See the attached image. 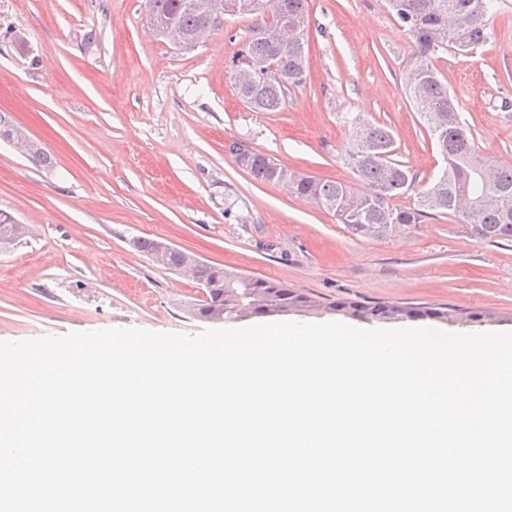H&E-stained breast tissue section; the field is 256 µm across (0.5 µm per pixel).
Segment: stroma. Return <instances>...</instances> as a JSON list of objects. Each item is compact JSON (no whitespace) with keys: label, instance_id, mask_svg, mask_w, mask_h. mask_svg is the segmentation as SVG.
Masks as SVG:
<instances>
[{"label":"stroma","instance_id":"1","mask_svg":"<svg viewBox=\"0 0 512 512\" xmlns=\"http://www.w3.org/2000/svg\"><path fill=\"white\" fill-rule=\"evenodd\" d=\"M307 78L279 112L241 102L229 66L250 35L227 18L179 52L157 39L143 0H0V112L49 152L34 165L0 143V211L30 233L0 252V341L138 327L194 334L195 280L135 242L174 244L225 269L339 298L489 313L451 333L512 332V243L467 236L433 213L365 238L277 183L256 182L229 146L361 191L342 156L348 117L387 126L417 175V201L443 168L407 89L416 45L384 0H308ZM489 40L436 62L477 151L512 160V0H494ZM23 35L18 51L12 34Z\"/></svg>","mask_w":512,"mask_h":512}]
</instances>
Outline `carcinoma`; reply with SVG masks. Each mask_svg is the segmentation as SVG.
I'll list each match as a JSON object with an SVG mask.
<instances>
[{
	"instance_id": "1",
	"label": "carcinoma",
	"mask_w": 512,
	"mask_h": 512,
	"mask_svg": "<svg viewBox=\"0 0 512 512\" xmlns=\"http://www.w3.org/2000/svg\"><path fill=\"white\" fill-rule=\"evenodd\" d=\"M262 0H237L240 15L256 18L251 36L230 66V76L239 67L255 66L252 81L243 91L244 103L255 112H278L288 91L306 80L305 40L279 44L274 35L283 17L308 18V0H278L271 14L260 10ZM389 12L411 35L417 51L409 95L426 119L445 166L435 183L419 193L413 208L397 207L392 199L414 188L417 174L394 159L396 143L383 125L359 117L348 120L352 139L344 161L365 185L358 194L344 183L318 181L251 151L242 168L261 183H278L291 193L313 200L334 213L351 232L379 238L396 226L418 224L429 212L459 215L470 236L488 243H512V167L481 157L474 148L469 127L459 117L458 105L448 91L432 59L450 47H474L487 40L486 18L494 0H385ZM188 0H144L146 12L178 26L190 35L210 24V19L187 7ZM196 282L207 295L195 309L206 318L209 310L224 307V319H240L239 306L246 292L269 295L273 305L256 309L259 315L288 313L303 306L309 295L285 283L258 278L254 288H231L224 269L203 263ZM326 308L365 322L431 320L452 322L459 312L445 306H398L340 299Z\"/></svg>"
}]
</instances>
